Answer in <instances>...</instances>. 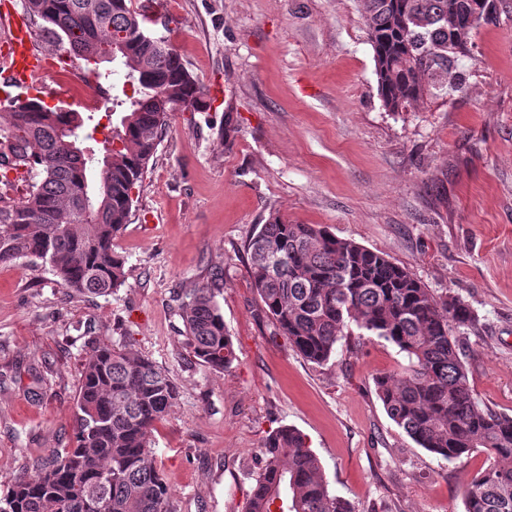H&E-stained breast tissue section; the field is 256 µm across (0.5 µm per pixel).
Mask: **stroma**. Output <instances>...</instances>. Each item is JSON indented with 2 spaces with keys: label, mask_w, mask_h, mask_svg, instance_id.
I'll list each match as a JSON object with an SVG mask.
<instances>
[{
  "label": "stroma",
  "mask_w": 512,
  "mask_h": 512,
  "mask_svg": "<svg viewBox=\"0 0 512 512\" xmlns=\"http://www.w3.org/2000/svg\"><path fill=\"white\" fill-rule=\"evenodd\" d=\"M210 108L176 112L113 240L124 285L73 293L41 264H0V493L73 441L88 337L163 366L180 398L153 440L174 512H245L269 433L291 425L355 512H465L486 465L445 461L386 415L373 379L406 360L345 336L304 360L260 311L245 246L279 216L383 253L476 315L465 364L481 407L512 416V6L448 71L455 92L386 111L357 0H155ZM235 130L224 133V118ZM224 270L237 359L202 367L180 289Z\"/></svg>",
  "instance_id": "obj_1"
}]
</instances>
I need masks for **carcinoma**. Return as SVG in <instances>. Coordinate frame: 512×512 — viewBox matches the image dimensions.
I'll return each instance as SVG.
<instances>
[{"mask_svg":"<svg viewBox=\"0 0 512 512\" xmlns=\"http://www.w3.org/2000/svg\"><path fill=\"white\" fill-rule=\"evenodd\" d=\"M358 2L385 109L417 106L433 89L448 94V67L470 52L463 29L473 0ZM24 10L87 63L98 50L120 45L116 61L132 73L135 93L112 102L126 110L98 151L84 145L93 136L84 132L81 113L10 98L0 112V264L39 260L62 287L107 296L125 282V260L112 240L128 223L134 189L169 127V113L153 96L200 112L205 89L173 46L138 38L144 14L132 0H24ZM21 167L38 180L16 202L8 172ZM83 192L94 199L87 213L74 206ZM246 255L263 312L305 360L328 362L338 340L355 329L395 346L407 365L397 376L374 379L388 417L448 462L484 450L489 464L466 492L465 512H512V416L481 409L474 396L458 333L475 315L463 300L432 293L385 255L317 224L272 217L250 237ZM223 282V269H214L184 291L181 303L187 347L215 371L236 360L217 301ZM178 398L163 367L91 339L72 446L32 461L0 495V512H172L152 433ZM247 512L353 508L331 491L305 436L283 425L263 443Z\"/></svg>","mask_w":512,"mask_h":512,"instance_id":"obj_1","label":"carcinoma"}]
</instances>
